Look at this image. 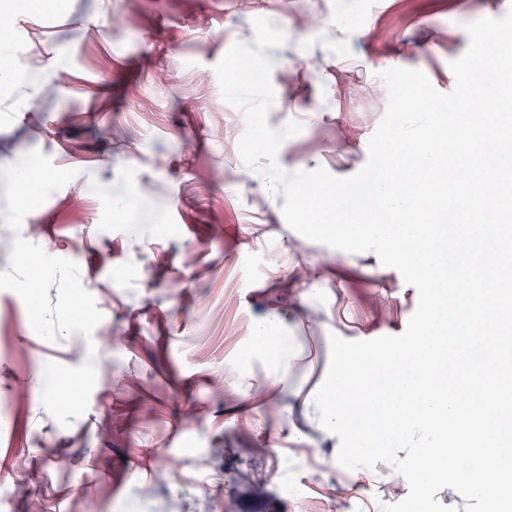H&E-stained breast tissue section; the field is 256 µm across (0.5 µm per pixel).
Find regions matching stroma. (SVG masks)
Returning <instances> with one entry per match:
<instances>
[{"mask_svg": "<svg viewBox=\"0 0 512 512\" xmlns=\"http://www.w3.org/2000/svg\"><path fill=\"white\" fill-rule=\"evenodd\" d=\"M512 0H48L5 35L40 93L0 95V167L37 150L76 177L22 236L79 267L102 314L91 337L48 342L0 290V512H382L409 485L392 467L352 488L315 394L330 336L401 334L417 290L375 252L310 241L239 151L244 116L213 70L264 17L286 42L272 128L293 172L356 173L384 117L377 74L455 86L466 23ZM129 24L114 31L113 15ZM64 56L68 78L51 63ZM168 75L156 83L154 73ZM109 129L107 140L93 131ZM108 191L91 195L92 185ZM134 197V221L113 207ZM93 362L86 413L61 426L41 400L46 363Z\"/></svg>", "mask_w": 512, "mask_h": 512, "instance_id": "1", "label": "stroma"}]
</instances>
